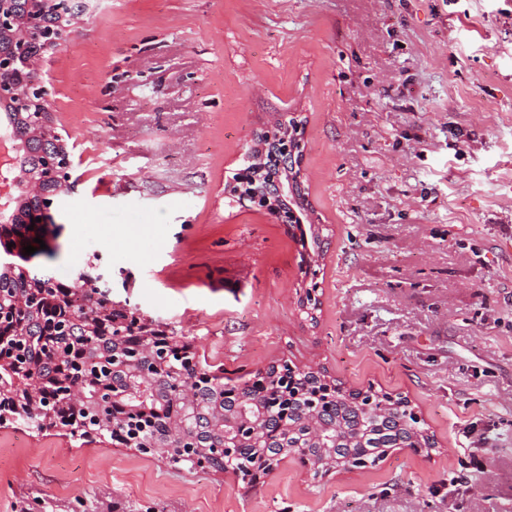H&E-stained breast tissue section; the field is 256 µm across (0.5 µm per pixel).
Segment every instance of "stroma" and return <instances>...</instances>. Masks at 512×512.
Returning <instances> with one entry per match:
<instances>
[{"instance_id": "35a3bbf8", "label": "stroma", "mask_w": 512, "mask_h": 512, "mask_svg": "<svg viewBox=\"0 0 512 512\" xmlns=\"http://www.w3.org/2000/svg\"><path fill=\"white\" fill-rule=\"evenodd\" d=\"M34 71L72 160L54 257L241 384L290 361L405 397L438 449L254 484L0 427V512H512V0H90ZM298 119L301 230L240 200ZM321 300L317 324L300 289ZM484 470L462 469L480 436Z\"/></svg>"}]
</instances>
